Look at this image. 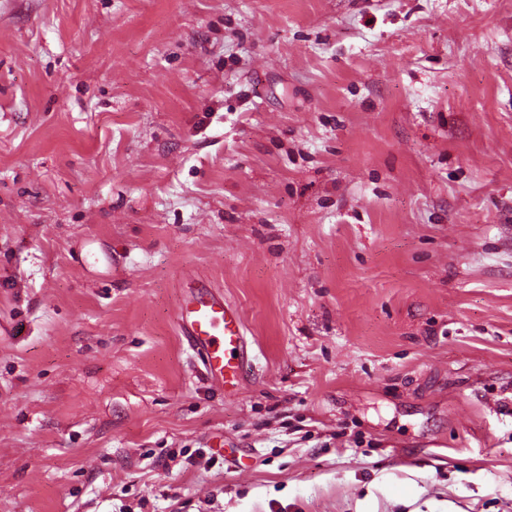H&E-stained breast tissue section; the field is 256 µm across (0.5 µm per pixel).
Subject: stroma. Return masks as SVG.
<instances>
[{"instance_id": "stroma-1", "label": "stroma", "mask_w": 512, "mask_h": 512, "mask_svg": "<svg viewBox=\"0 0 512 512\" xmlns=\"http://www.w3.org/2000/svg\"><path fill=\"white\" fill-rule=\"evenodd\" d=\"M0 512H512V0H0ZM179 300L177 318L184 336L202 356L208 374L236 386L248 365L245 325L239 308L198 279Z\"/></svg>"}]
</instances>
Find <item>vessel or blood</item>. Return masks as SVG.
<instances>
[{"label": "vessel or blood", "instance_id": "vessel-or-blood-1", "mask_svg": "<svg viewBox=\"0 0 512 512\" xmlns=\"http://www.w3.org/2000/svg\"><path fill=\"white\" fill-rule=\"evenodd\" d=\"M177 318L208 374L225 385H237L248 365L245 325L239 308L200 281L182 295Z\"/></svg>", "mask_w": 512, "mask_h": 512}]
</instances>
